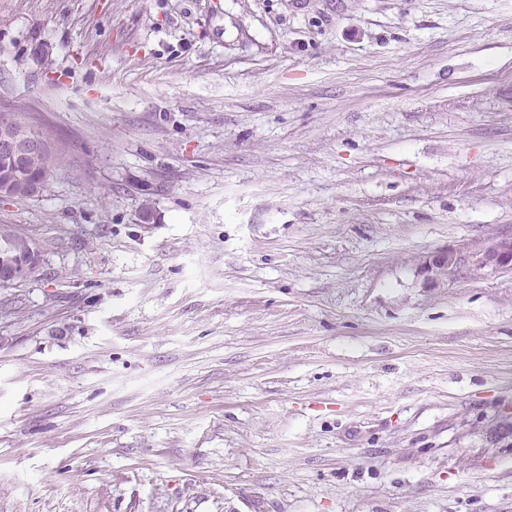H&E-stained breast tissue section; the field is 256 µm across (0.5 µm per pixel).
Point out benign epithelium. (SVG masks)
I'll use <instances>...</instances> for the list:
<instances>
[{
    "label": "benign epithelium",
    "instance_id": "1",
    "mask_svg": "<svg viewBox=\"0 0 512 512\" xmlns=\"http://www.w3.org/2000/svg\"><path fill=\"white\" fill-rule=\"evenodd\" d=\"M44 149L43 140L29 125L17 122L7 113L0 119V156L20 166ZM39 257L40 251L27 239H1L0 287L26 281L37 266ZM486 268L512 269V233L440 249L421 263V273L429 283L451 282L463 273Z\"/></svg>",
    "mask_w": 512,
    "mask_h": 512
}]
</instances>
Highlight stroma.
I'll return each mask as SVG.
<instances>
[{"label":"stroma","mask_w":512,"mask_h":512,"mask_svg":"<svg viewBox=\"0 0 512 512\" xmlns=\"http://www.w3.org/2000/svg\"><path fill=\"white\" fill-rule=\"evenodd\" d=\"M0 98V512H512V0H0ZM7 112L20 117L18 112L12 111L8 103L0 102V116L2 113L4 115L0 122V156L8 158L13 163L21 166L34 155L45 150L34 160L27 163L25 171L18 175L7 170L6 165L1 162L0 185L11 183L15 193L12 197L17 198V200L42 195L47 191L48 176L53 165L51 149L46 142L44 144L33 128L27 124L17 122L15 117ZM33 182L40 185V191L35 195L32 194L31 183ZM18 234L23 233L10 226L0 225V238H3L0 241L1 288L26 281L39 262L40 251L30 245L29 239L15 238ZM512 269V233L484 238L426 256L421 273L428 283L451 282L463 273L482 269Z\"/></svg>","instance_id":"35a3bbf8"}]
</instances>
